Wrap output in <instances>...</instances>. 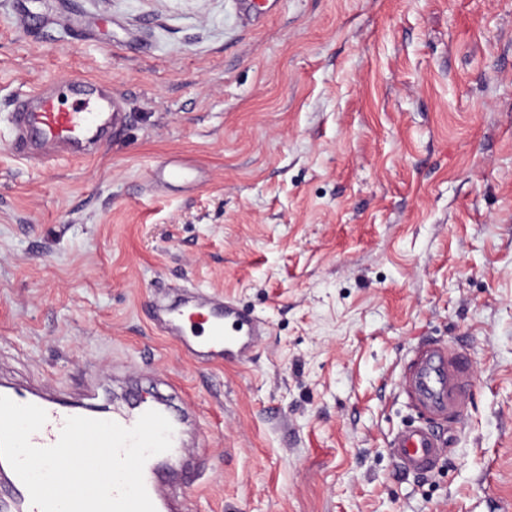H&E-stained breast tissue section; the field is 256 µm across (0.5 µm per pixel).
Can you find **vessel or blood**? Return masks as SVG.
<instances>
[{
	"mask_svg": "<svg viewBox=\"0 0 512 512\" xmlns=\"http://www.w3.org/2000/svg\"><path fill=\"white\" fill-rule=\"evenodd\" d=\"M14 145L22 157L49 158L61 152L88 157L107 145L126 122L127 115L111 94L86 91L68 110L59 108L45 91L37 89L19 98L10 115ZM198 169L190 163L161 164L149 171L151 182L162 178L192 180ZM147 316L156 333L175 339L182 353L194 364L244 363L266 334L265 322L250 310L224 296L198 288H167L157 291L147 304ZM99 383L86 378L79 401L46 393L36 386H0V394L20 404L43 408L48 420L31 437L38 447L55 444L67 418L85 415L87 404L98 397ZM402 388L419 415L417 423L398 431L387 442L390 455L401 470L426 474L438 470L452 451L444 424L461 420L472 392L470 360L449 341L436 340L417 349L403 372ZM154 410L173 426L172 447L150 457L143 471L144 483L156 512H186V506L171 491L169 473L188 475L195 470L190 457L184 420L174 412L168 398H146L133 393L113 400L110 420L133 427L140 416ZM39 512L29 492L11 466L0 459V512Z\"/></svg>",
	"mask_w": 512,
	"mask_h": 512,
	"instance_id": "obj_1",
	"label": "vessel or blood"
}]
</instances>
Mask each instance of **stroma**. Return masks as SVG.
<instances>
[{"label": "stroma", "mask_w": 512, "mask_h": 512, "mask_svg": "<svg viewBox=\"0 0 512 512\" xmlns=\"http://www.w3.org/2000/svg\"><path fill=\"white\" fill-rule=\"evenodd\" d=\"M79 75L96 156H15L8 117ZM183 159L203 183L154 186ZM266 324L244 365L154 332L157 289ZM473 399L431 475L386 447L407 352ZM174 384L207 439L193 512H512V0H0V378ZM198 168L190 163L160 164L149 171V180L157 184L166 175L170 179L195 180Z\"/></svg>", "instance_id": "35a3bbf8"}]
</instances>
